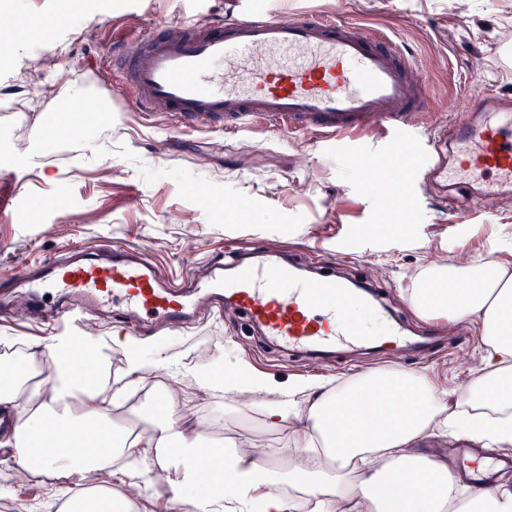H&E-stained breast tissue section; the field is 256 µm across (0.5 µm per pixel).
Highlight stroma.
I'll list each match as a JSON object with an SVG mask.
<instances>
[{
    "instance_id": "obj_1",
    "label": "stroma",
    "mask_w": 512,
    "mask_h": 512,
    "mask_svg": "<svg viewBox=\"0 0 512 512\" xmlns=\"http://www.w3.org/2000/svg\"><path fill=\"white\" fill-rule=\"evenodd\" d=\"M10 21L0 40L11 47L0 65V95L20 101L0 110V144L26 149L42 142L37 161L24 168L0 164V272L22 276L31 261H52L79 245L142 248L167 276L179 278L204 268L231 246L288 249L304 258H340L349 275L375 288L392 320L415 335L432 336L438 351L382 349L368 344L327 356L285 350L248 328L234 309L224 316L169 336L191 365L211 367L216 343L229 356L246 359L254 372L277 387L309 379L339 384L355 374L404 371L422 374L441 391L464 383L480 362V327L462 323L463 334L449 340L448 319L419 313L403 291L418 285L426 268L464 266L489 256L512 266V206L476 211L451 223L444 203L408 173L411 196L396 201L389 183L369 179L344 160L358 147L378 148L375 139L350 137L332 145L314 135L275 131L225 134L205 128L183 131L152 123L105 95L113 108L111 126L85 118L83 141L68 127L72 117L60 106L63 91L98 92L91 74L113 43L174 23L191 9L189 0H8ZM288 18L328 12L358 23L367 35L392 31L422 59L419 78L432 91L430 109L468 115L459 96L481 95L488 87L512 91V0H253ZM243 200L248 221L236 212H215L201 197ZM35 198L57 205L28 223L16 211ZM188 406L206 419L223 413L227 435H242L265 448L277 464L286 448L304 444L295 424L269 427L261 405H227L181 383ZM475 440L432 437L425 453L443 458L457 474L490 473L492 461L474 456ZM0 489L14 512H48L49 482L18 485L11 459L0 455Z\"/></svg>"
}]
</instances>
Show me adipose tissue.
Returning <instances> with one entry per match:
<instances>
[{
  "label": "adipose tissue",
  "mask_w": 512,
  "mask_h": 512,
  "mask_svg": "<svg viewBox=\"0 0 512 512\" xmlns=\"http://www.w3.org/2000/svg\"><path fill=\"white\" fill-rule=\"evenodd\" d=\"M409 298L422 314L481 326V367L453 394L438 392L422 375L365 373L340 392L303 384L299 403L271 398L269 381L241 358L232 364L244 378L241 388L193 373L196 385L213 395L262 399L271 426L303 424L305 448L277 465L238 438L224 449L202 450L201 423L186 412L175 384L186 367L160 336H110L124 356L116 373L100 342L87 336L27 344L0 375V450L12 456L21 477L60 479L65 512H140L138 497L113 490V477L153 487L173 450L180 466L168 484L170 512H247L254 501L262 512H291L279 491L285 483L308 496L313 512H512V481L461 493L447 462L420 449L425 439L449 432L512 444V267L491 258L431 267ZM76 345L90 358L92 378L68 357ZM158 376L167 380L163 406L127 409L125 392ZM76 475L85 485L78 494L69 484Z\"/></svg>",
  "instance_id": "1"
}]
</instances>
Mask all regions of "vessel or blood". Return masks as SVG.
I'll list each match as a JSON object with an SVG mask.
<instances>
[{"mask_svg": "<svg viewBox=\"0 0 512 512\" xmlns=\"http://www.w3.org/2000/svg\"><path fill=\"white\" fill-rule=\"evenodd\" d=\"M109 65L127 102L151 121L227 133L312 131L323 140L373 131L385 150L354 153L353 167L393 176L399 199L409 192L405 170L419 172L462 221L512 195V95L461 97L467 123L419 134L410 118L427 111L430 89L414 75L417 58L386 31L368 37L332 14L284 19L241 4L201 23L155 26L118 46ZM32 268L20 287L35 300L55 290L56 324L109 303L181 330L197 313L232 307L286 349L312 354L365 340L341 319L358 299L352 282L332 266L303 267L284 250L232 248L210 261L207 275L178 280L123 246L74 248Z\"/></svg>", "mask_w": 512, "mask_h": 512, "instance_id": "1", "label": "vessel or blood"}]
</instances>
